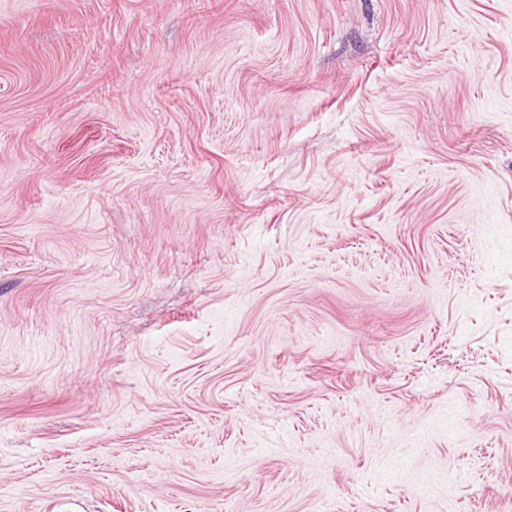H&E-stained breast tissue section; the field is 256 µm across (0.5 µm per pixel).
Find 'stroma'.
I'll list each match as a JSON object with an SVG mask.
<instances>
[{
	"label": "stroma",
	"mask_w": 512,
	"mask_h": 512,
	"mask_svg": "<svg viewBox=\"0 0 512 512\" xmlns=\"http://www.w3.org/2000/svg\"><path fill=\"white\" fill-rule=\"evenodd\" d=\"M0 512H512V0H0Z\"/></svg>",
	"instance_id": "stroma-1"
}]
</instances>
